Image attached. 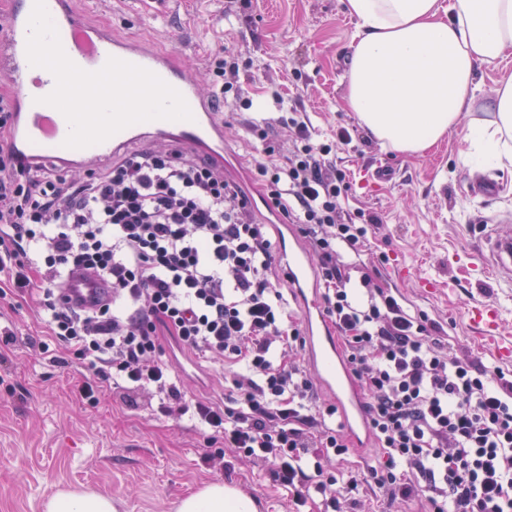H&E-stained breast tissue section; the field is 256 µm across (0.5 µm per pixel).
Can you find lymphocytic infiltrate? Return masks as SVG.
Here are the masks:
<instances>
[{"label":"lymphocytic infiltrate","mask_w":512,"mask_h":512,"mask_svg":"<svg viewBox=\"0 0 512 512\" xmlns=\"http://www.w3.org/2000/svg\"><path fill=\"white\" fill-rule=\"evenodd\" d=\"M208 70L218 94L251 108L238 56L213 55ZM278 122L291 146L280 154L258 129L266 160L256 172L317 258L324 310L379 450L364 472L340 470L352 446L297 361L301 330L270 278L275 241L211 163L157 147L62 176L23 169L0 149V278L37 294L49 335L94 381L155 391L164 415L190 417L235 456L270 467L296 507L342 512L368 476L391 500H422L429 512H512V378L454 356L425 315L369 273L352 279L378 223L346 216L345 177L309 119L292 110ZM80 270L111 283V302L60 303ZM167 338L237 365L232 405L187 399L158 359Z\"/></svg>","instance_id":"obj_1"}]
</instances>
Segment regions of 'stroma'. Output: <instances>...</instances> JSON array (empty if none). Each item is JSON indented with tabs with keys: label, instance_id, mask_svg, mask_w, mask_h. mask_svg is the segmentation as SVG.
Listing matches in <instances>:
<instances>
[{
	"label": "stroma",
	"instance_id": "35a3bbf8",
	"mask_svg": "<svg viewBox=\"0 0 512 512\" xmlns=\"http://www.w3.org/2000/svg\"><path fill=\"white\" fill-rule=\"evenodd\" d=\"M145 3L106 0L93 18L117 35L153 38L201 75L211 55L228 50L246 60L240 83L253 110L237 112L227 102L219 110L234 113L227 139L248 168L264 159L248 127L271 90L307 113L323 139L335 141L343 128L350 132L351 143L335 152L350 185L344 209L382 221L363 257L365 271L380 272L459 355L480 366L499 363L496 344H512V283L477 277L472 258L488 225L512 233V171L486 170L500 192L473 198L464 192L470 166L463 129L419 155L373 140L345 106L356 23L341 0H169L157 13L147 12ZM379 166L388 177L365 188ZM425 280L435 291L422 288ZM481 301L500 311L496 340L468 321L469 308ZM0 314L19 337L0 364V512H45L50 498L69 491L110 497L119 512H176L182 497L213 482L238 486L259 512H290L288 493L269 470L240 462L225 451L223 438L190 421L162 415L149 393L108 384L94 399L82 397L91 373L72 352L54 342L42 356L27 348L26 338L41 337L45 329L34 304L0 297ZM163 359L188 397L219 404L233 397V369L225 363L169 349ZM502 366L512 372V363ZM131 395L136 402L130 406ZM207 452L223 453V463H205Z\"/></svg>",
	"mask_w": 512,
	"mask_h": 512
}]
</instances>
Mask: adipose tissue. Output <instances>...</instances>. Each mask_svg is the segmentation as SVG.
<instances>
[{
  "mask_svg": "<svg viewBox=\"0 0 512 512\" xmlns=\"http://www.w3.org/2000/svg\"><path fill=\"white\" fill-rule=\"evenodd\" d=\"M356 19L345 104L365 130L400 153H420L458 127L476 168H512V75L485 100L479 67L512 49V0H342ZM178 512H256L221 483L184 498Z\"/></svg>",
  "mask_w": 512,
  "mask_h": 512,
  "instance_id": "ef3b65f1",
  "label": "adipose tissue"
}]
</instances>
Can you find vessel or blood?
Here are the masks:
<instances>
[{"label":"vessel or blood","mask_w":512,"mask_h":512,"mask_svg":"<svg viewBox=\"0 0 512 512\" xmlns=\"http://www.w3.org/2000/svg\"><path fill=\"white\" fill-rule=\"evenodd\" d=\"M0 79L13 91L8 150L22 166L58 164L94 169L141 140L193 150L223 165L230 148L215 100L192 67L147 39L116 36L79 12L74 0H14L0 23ZM112 86V105L82 113L80 100H100ZM477 253L479 270L512 278V237L492 229ZM276 250L301 308L304 354L317 388L336 406L347 437L356 444L372 433L357 381L324 311L312 252L291 225L278 231ZM76 310L94 309L112 297L101 277L73 276L61 291ZM468 319L480 334L498 329L497 307L474 304Z\"/></svg>","instance_id":"1"}]
</instances>
